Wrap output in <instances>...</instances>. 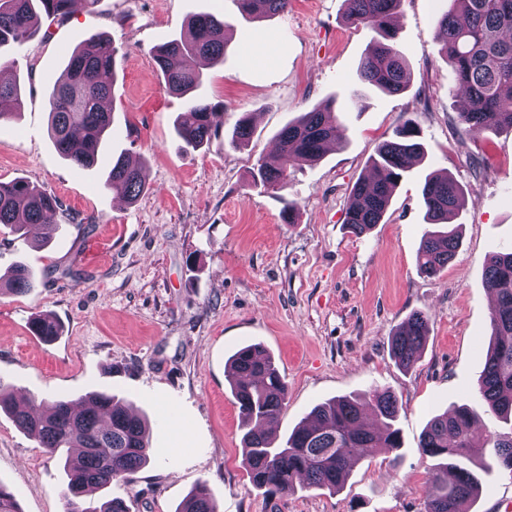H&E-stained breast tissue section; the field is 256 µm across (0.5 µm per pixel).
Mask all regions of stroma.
Listing matches in <instances>:
<instances>
[{
    "mask_svg": "<svg viewBox=\"0 0 512 512\" xmlns=\"http://www.w3.org/2000/svg\"><path fill=\"white\" fill-rule=\"evenodd\" d=\"M447 8L448 0H403L395 27L410 82L398 95L360 80L375 34L346 22L344 0H291L286 13L250 21L234 0H98L63 23H41L10 53L23 107L0 121V181L25 178L61 207L46 241L36 231L18 240L0 226V274L22 262L38 278L28 294L0 296V384L47 403L109 388L145 413L156 454L110 488L129 512H176L201 484L218 512H424L435 461L420 437L433 416L478 399L492 305L485 268L512 248V131L473 136L457 125L456 77L437 37ZM203 12L225 19L227 45L195 95L224 109L210 144L193 150L174 131L187 100L167 91L153 50ZM101 32L122 49L114 121L97 165L78 170L50 142L47 100L75 47ZM326 103L341 142L297 167L283 189L251 185L249 171L274 151L276 134ZM246 114L252 137L233 147ZM409 119L423 158L398 183L382 223L349 233L352 186L377 144ZM118 155L145 166L136 202L105 186ZM433 171L468 192L455 218L457 255L428 277L417 253L429 229L421 191ZM290 201L298 213L289 224ZM415 312L429 315V335L405 371L390 342ZM41 315L60 324L56 339L33 334ZM250 344L273 356L288 384L277 436L318 403L378 386L401 405L402 448L357 463L335 493L270 497L255 488L227 379L228 360ZM0 483L20 512H64L58 458L1 411ZM508 500L512 475L497 470L482 477L469 512H505Z\"/></svg>",
    "mask_w": 512,
    "mask_h": 512,
    "instance_id": "obj_1",
    "label": "stroma"
}]
</instances>
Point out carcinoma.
Listing matches in <instances>:
<instances>
[{"label":"carcinoma","mask_w":512,"mask_h":512,"mask_svg":"<svg viewBox=\"0 0 512 512\" xmlns=\"http://www.w3.org/2000/svg\"><path fill=\"white\" fill-rule=\"evenodd\" d=\"M73 0H0V48L21 46L38 29L42 19L68 17ZM239 12L261 18L288 10L290 0H235ZM347 17L373 28L378 35L359 65L360 80L385 94L409 87L404 54L391 28L402 0H344ZM438 36L458 89L467 99L458 113L466 134L486 129L512 130V0H448V10L438 21ZM190 35L169 39L154 49V60L167 89L186 95L200 86L205 73L188 67L198 60L211 68L224 64L225 24L210 14L188 21ZM117 48L111 36L96 34L78 45L49 93L48 135L58 155L74 168L95 163L112 129V111L104 103L112 98L116 81ZM20 88L13 80L0 81V120L21 110ZM329 105L302 113L278 134L279 149L258 161L250 171L251 183L282 189L290 170L313 163L326 146L339 140ZM218 106L198 99L189 102L176 121V133L194 149L207 145L217 132ZM252 135L247 117L235 128L232 144L240 147ZM419 130L408 120L379 143L368 173L354 185L345 224L362 235L382 222L393 191L414 161L421 157ZM107 188L133 203L145 190L141 165L120 156L112 161ZM465 187L448 174L432 173L422 187L426 216L431 224H447L458 215ZM58 199L24 178L0 182V224L18 239H26L34 224H52ZM460 246L454 229L425 234L417 256L421 273L435 276L448 267ZM485 287L495 297L490 315L493 338L478 379L480 403L458 406L434 416L427 424L420 448L441 460L425 481V512H465L464 505L479 495L474 472L493 469L492 462L512 474V426L492 431L486 415L512 422V250L494 255L485 269ZM36 287L35 274L16 264L0 275V295H23ZM429 318L411 314L391 337L396 365L409 370L420 359L428 335ZM37 336H56L59 326L50 315L32 326ZM228 381L238 407L247 448L246 468L252 484L270 495L294 490L298 478L304 486L336 490L352 467L376 448L402 447L397 421L401 406L387 389L337 397L315 405L310 415L288 436L268 435L288 398V385L271 356L255 345L238 349L229 361ZM41 403H15L12 392L0 384V409L8 411L16 426L35 438L47 453L63 463L67 477L65 512H128L115 496L85 507L80 497L86 488L106 489L126 481L147 463L151 448L146 422L110 390L77 400L60 399L40 410ZM178 512H216L211 495L200 484Z\"/></svg>","instance_id":"cac0c4a2"}]
</instances>
